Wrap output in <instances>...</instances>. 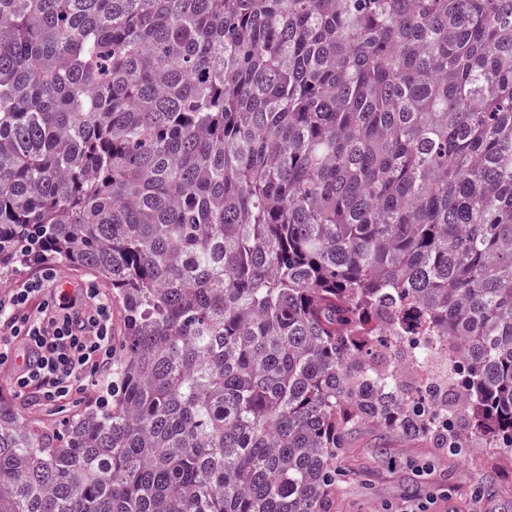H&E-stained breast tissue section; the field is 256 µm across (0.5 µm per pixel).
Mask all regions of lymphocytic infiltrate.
<instances>
[{
  "label": "lymphocytic infiltrate",
  "instance_id": "lymphocytic-infiltrate-1",
  "mask_svg": "<svg viewBox=\"0 0 512 512\" xmlns=\"http://www.w3.org/2000/svg\"><path fill=\"white\" fill-rule=\"evenodd\" d=\"M50 272L0 296V368L16 394L60 402L86 390L116 355L109 299L93 285L45 294Z\"/></svg>",
  "mask_w": 512,
  "mask_h": 512
}]
</instances>
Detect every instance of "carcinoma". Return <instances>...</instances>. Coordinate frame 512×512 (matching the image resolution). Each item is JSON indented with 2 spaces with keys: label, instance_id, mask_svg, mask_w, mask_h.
Listing matches in <instances>:
<instances>
[{
  "label": "carcinoma",
  "instance_id": "carcinoma-1",
  "mask_svg": "<svg viewBox=\"0 0 512 512\" xmlns=\"http://www.w3.org/2000/svg\"><path fill=\"white\" fill-rule=\"evenodd\" d=\"M112 288V408L0 400V512H329L350 429L512 453V0H0V274ZM462 350L452 393L375 359Z\"/></svg>",
  "mask_w": 512,
  "mask_h": 512
}]
</instances>
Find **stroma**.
I'll return each mask as SVG.
<instances>
[{"mask_svg": "<svg viewBox=\"0 0 512 512\" xmlns=\"http://www.w3.org/2000/svg\"><path fill=\"white\" fill-rule=\"evenodd\" d=\"M29 423L62 422L76 405L46 404L35 391L13 397ZM330 512H512V455L478 443L451 455L376 423L355 427L337 461Z\"/></svg>", "mask_w": 512, "mask_h": 512, "instance_id": "35a3bbf8", "label": "stroma"}]
</instances>
